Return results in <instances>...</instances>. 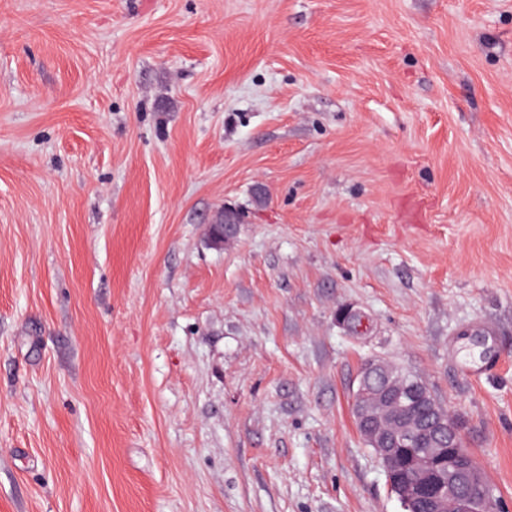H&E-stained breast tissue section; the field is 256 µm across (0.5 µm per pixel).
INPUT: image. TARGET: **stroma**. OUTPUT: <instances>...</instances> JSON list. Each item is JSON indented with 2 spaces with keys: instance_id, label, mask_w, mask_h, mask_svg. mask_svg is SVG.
Returning <instances> with one entry per match:
<instances>
[{
  "instance_id": "stroma-1",
  "label": "stroma",
  "mask_w": 512,
  "mask_h": 512,
  "mask_svg": "<svg viewBox=\"0 0 512 512\" xmlns=\"http://www.w3.org/2000/svg\"><path fill=\"white\" fill-rule=\"evenodd\" d=\"M371 360L512 512V0H0V512H401ZM224 211L230 217V219H228V221L226 222L225 225H223L224 217H225ZM233 211H235V210H233V208H230V207L224 208L223 211L219 212L218 216L216 217L215 221L213 222L214 224L208 225L206 237H207L208 243L212 247L218 248V249L223 248L224 240H228L229 238H231L233 236L234 231H235L234 221H233V219H231ZM216 227H218V228H216Z\"/></svg>"
}]
</instances>
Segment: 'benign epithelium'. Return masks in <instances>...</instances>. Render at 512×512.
Wrapping results in <instances>:
<instances>
[{"instance_id":"7a95c632","label":"benign epithelium","mask_w":512,"mask_h":512,"mask_svg":"<svg viewBox=\"0 0 512 512\" xmlns=\"http://www.w3.org/2000/svg\"><path fill=\"white\" fill-rule=\"evenodd\" d=\"M234 231L231 218L224 225L210 224L207 241L221 249ZM367 370L382 383L367 389L365 382H359L353 397L357 429L375 450L403 512H476L470 490L481 482V476L453 452L459 447V426L449 421L448 412L441 405L434 413L411 411L421 390L394 376L391 364L372 362ZM409 437H419L424 442L412 457L402 451L403 441Z\"/></svg>"}]
</instances>
